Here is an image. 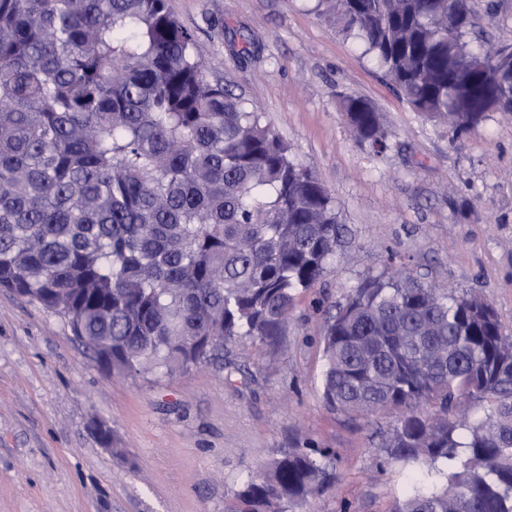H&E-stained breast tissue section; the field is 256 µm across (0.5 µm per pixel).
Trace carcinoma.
<instances>
[{
	"label": "carcinoma",
	"mask_w": 512,
	"mask_h": 512,
	"mask_svg": "<svg viewBox=\"0 0 512 512\" xmlns=\"http://www.w3.org/2000/svg\"><path fill=\"white\" fill-rule=\"evenodd\" d=\"M400 96L455 132L488 74L470 0H316ZM357 139L384 137L366 99ZM351 243L336 200L262 113L208 78L168 0H0V288L65 320L112 375L167 376L246 338L279 346L297 294ZM326 405L395 414L387 459L448 464L393 512H512V336L468 290L410 270L356 283L323 329ZM463 401L484 415L460 412ZM338 481L320 448L279 451L225 512H287Z\"/></svg>",
	"instance_id": "obj_1"
}]
</instances>
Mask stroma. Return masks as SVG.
<instances>
[{
    "label": "stroma",
    "instance_id": "1",
    "mask_svg": "<svg viewBox=\"0 0 512 512\" xmlns=\"http://www.w3.org/2000/svg\"><path fill=\"white\" fill-rule=\"evenodd\" d=\"M169 4L209 78L335 196L352 246L298 296L277 355L241 341L231 372L109 376L60 317L0 290V512H224L288 448L330 451L339 474L288 512H392L410 468L384 460L391 419L327 408L320 330L359 280L407 268L485 295L512 334V115L457 134L414 111L315 0ZM471 4L474 44L512 43V0ZM346 96L377 108L382 144L351 136Z\"/></svg>",
    "mask_w": 512,
    "mask_h": 512
}]
</instances>
